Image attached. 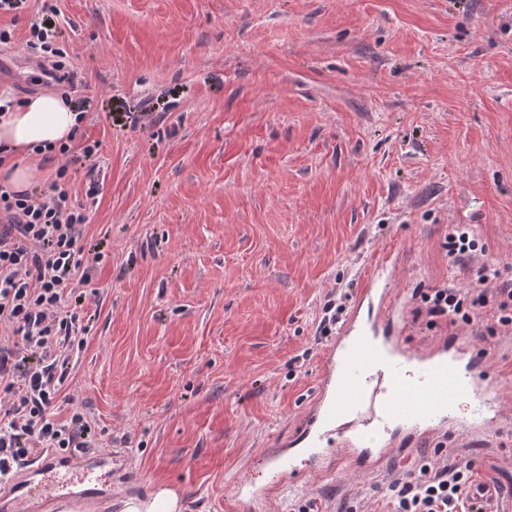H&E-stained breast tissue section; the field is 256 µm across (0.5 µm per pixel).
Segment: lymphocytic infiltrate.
<instances>
[{"label": "lymphocytic infiltrate", "instance_id": "f902f5d3", "mask_svg": "<svg viewBox=\"0 0 512 512\" xmlns=\"http://www.w3.org/2000/svg\"><path fill=\"white\" fill-rule=\"evenodd\" d=\"M58 18L47 14L31 25L28 58L41 83H67L56 45ZM67 166H60L47 191L16 193L0 188V326L12 345L0 346V386L15 397L0 413V482L11 478L35 450L89 448L91 423L75 413L65 421L52 413L60 392L55 369L64 347L84 344L88 328L70 303L69 288L88 283L90 258L81 237L85 205L73 203ZM450 262L468 268L467 285L444 283L428 289L414 311L428 326L471 325L490 313L488 335L512 333V276L492 260L478 259L466 225L458 224L446 243ZM22 376L21 391L11 380ZM471 463L440 453L423 454L389 485L390 512H484L470 498Z\"/></svg>", "mask_w": 512, "mask_h": 512}]
</instances>
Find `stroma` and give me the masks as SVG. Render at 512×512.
I'll return each mask as SVG.
<instances>
[{
  "label": "stroma",
  "mask_w": 512,
  "mask_h": 512,
  "mask_svg": "<svg viewBox=\"0 0 512 512\" xmlns=\"http://www.w3.org/2000/svg\"><path fill=\"white\" fill-rule=\"evenodd\" d=\"M49 5L86 115L72 144H98L68 176L102 255L56 405L132 476L94 471L112 489L97 512L162 486L181 512H237L240 480L274 488L263 512H385L397 471L440 442L512 502V414L379 464L299 448L292 480L267 457L313 407L324 305L375 260L399 254L414 307L468 279L449 225L512 266V0H30L0 17V87L20 98L39 90L23 50ZM462 333L486 351L482 382L512 383V335L410 319L402 339Z\"/></svg>",
  "instance_id": "35a3bbf8"
}]
</instances>
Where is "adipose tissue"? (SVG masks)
<instances>
[{
	"instance_id": "ef3b65f1",
	"label": "adipose tissue",
	"mask_w": 512,
	"mask_h": 512,
	"mask_svg": "<svg viewBox=\"0 0 512 512\" xmlns=\"http://www.w3.org/2000/svg\"><path fill=\"white\" fill-rule=\"evenodd\" d=\"M79 114L64 96L43 91L16 100L0 89V179L15 191L29 189L44 174L48 150L68 142Z\"/></svg>"
}]
</instances>
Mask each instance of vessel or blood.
Masks as SVG:
<instances>
[{
    "instance_id": "vessel-or-blood-1",
    "label": "vessel or blood",
    "mask_w": 512,
    "mask_h": 512,
    "mask_svg": "<svg viewBox=\"0 0 512 512\" xmlns=\"http://www.w3.org/2000/svg\"><path fill=\"white\" fill-rule=\"evenodd\" d=\"M394 267L382 260L367 272L353 308L324 355L315 405L304 432L313 448L333 449L336 457L386 460L399 447L393 427L414 439L456 429L467 438L503 417L502 399L512 387L486 390L475 374L484 360L471 339L444 338L421 350L404 346L399 325L404 304L394 286ZM475 403L468 420L457 418L461 400ZM58 472L84 488L86 502L100 500L88 454L74 448L50 451L30 461L23 488L58 512L67 495L62 486L41 481Z\"/></svg>"
}]
</instances>
